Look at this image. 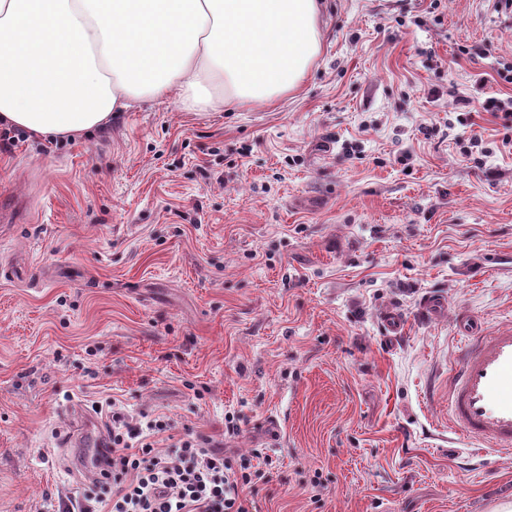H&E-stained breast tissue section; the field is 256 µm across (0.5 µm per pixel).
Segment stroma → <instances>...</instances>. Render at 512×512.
<instances>
[{
  "instance_id": "1",
  "label": "stroma",
  "mask_w": 512,
  "mask_h": 512,
  "mask_svg": "<svg viewBox=\"0 0 512 512\" xmlns=\"http://www.w3.org/2000/svg\"><path fill=\"white\" fill-rule=\"evenodd\" d=\"M322 17L321 57L270 104L10 128L0 195L27 210L0 234V512L98 495L60 441L74 409L115 399L168 416L158 448L192 430L271 456L257 512L512 506V456L448 455L454 320L512 325V115L482 108L512 96V14L322 0ZM393 306L408 324L387 343Z\"/></svg>"
}]
</instances>
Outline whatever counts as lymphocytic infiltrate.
I'll list each match as a JSON object with an SVG mask.
<instances>
[{"mask_svg":"<svg viewBox=\"0 0 512 512\" xmlns=\"http://www.w3.org/2000/svg\"><path fill=\"white\" fill-rule=\"evenodd\" d=\"M111 417L94 477L108 487V497L74 499L58 512H252L246 491L257 472L251 459L209 446L190 431L161 452L153 437L166 429V419L135 417L117 404Z\"/></svg>","mask_w":512,"mask_h":512,"instance_id":"f902f5d3","label":"lymphocytic infiltrate"}]
</instances>
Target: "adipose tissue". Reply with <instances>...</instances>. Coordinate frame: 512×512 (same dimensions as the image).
<instances>
[{
    "instance_id": "1",
    "label": "adipose tissue",
    "mask_w": 512,
    "mask_h": 512,
    "mask_svg": "<svg viewBox=\"0 0 512 512\" xmlns=\"http://www.w3.org/2000/svg\"><path fill=\"white\" fill-rule=\"evenodd\" d=\"M318 0H0V124L69 136L132 103L266 105L322 51Z\"/></svg>"
}]
</instances>
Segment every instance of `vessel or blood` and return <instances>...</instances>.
I'll return each mask as SVG.
<instances>
[{
    "instance_id": "b4317fda",
    "label": "vessel or blood",
    "mask_w": 512,
    "mask_h": 512,
    "mask_svg": "<svg viewBox=\"0 0 512 512\" xmlns=\"http://www.w3.org/2000/svg\"><path fill=\"white\" fill-rule=\"evenodd\" d=\"M466 349L448 385V414L456 434L499 453L512 452V326L487 332L477 317L462 314L456 320ZM104 424L76 413L74 430L62 443L71 448L73 461L83 472L94 462L86 451L105 447Z\"/></svg>"
}]
</instances>
